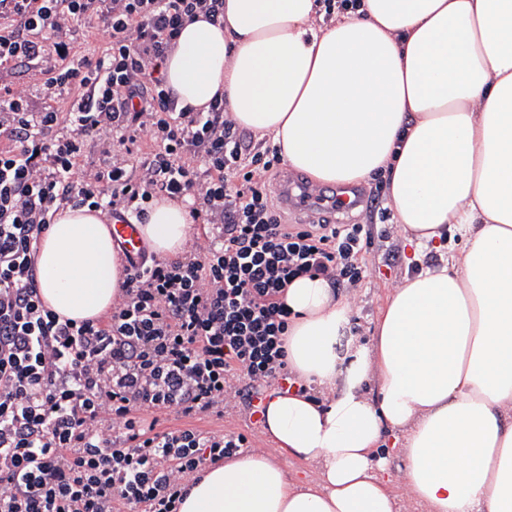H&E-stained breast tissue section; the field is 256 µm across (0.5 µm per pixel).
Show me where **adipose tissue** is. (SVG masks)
Returning <instances> with one entry per match:
<instances>
[{"mask_svg":"<svg viewBox=\"0 0 512 512\" xmlns=\"http://www.w3.org/2000/svg\"><path fill=\"white\" fill-rule=\"evenodd\" d=\"M320 0H224V23L186 22L162 71L179 106L269 137L319 185L386 181L403 243L436 265L388 296L371 345L346 339L329 281L288 286V365L327 402L270 392L281 456L317 468L291 480L268 455L210 464L180 512H399L377 471L385 433L426 512H512V0H360L324 21ZM138 233L160 259L194 230L158 198ZM41 297L76 321L110 310L124 277L110 227L61 209L40 238ZM377 379L378 399L364 385Z\"/></svg>","mask_w":512,"mask_h":512,"instance_id":"adipose-tissue-1","label":"adipose tissue"}]
</instances>
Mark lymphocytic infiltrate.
Returning <instances> with one entry per match:
<instances>
[{
	"instance_id": "obj_1",
	"label": "lymphocytic infiltrate",
	"mask_w": 512,
	"mask_h": 512,
	"mask_svg": "<svg viewBox=\"0 0 512 512\" xmlns=\"http://www.w3.org/2000/svg\"><path fill=\"white\" fill-rule=\"evenodd\" d=\"M200 14L223 22L224 0H0V67L40 72L57 96L35 110L0 85V512H180L202 466L251 447L199 419L232 390L258 412L292 382L288 284L364 276V225L284 223L278 148L239 131L223 98L179 107L161 63ZM101 33L102 55L79 51ZM102 136L124 158L81 169ZM158 197L190 199L193 256H125L107 316L45 306L35 249L61 207L142 224ZM167 412L181 424L159 426Z\"/></svg>"
}]
</instances>
